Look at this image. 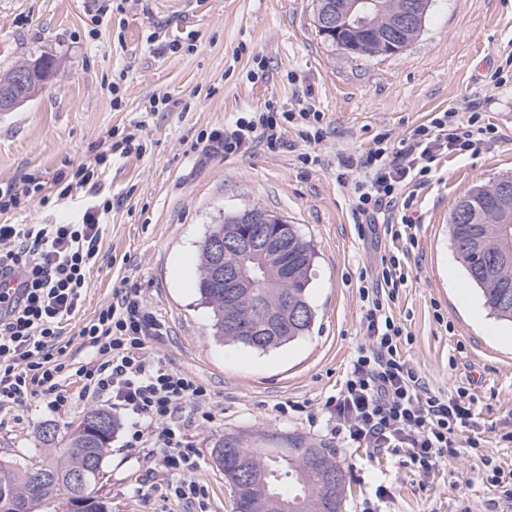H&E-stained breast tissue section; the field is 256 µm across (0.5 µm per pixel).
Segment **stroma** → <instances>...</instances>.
<instances>
[{
    "label": "stroma",
    "instance_id": "obj_1",
    "mask_svg": "<svg viewBox=\"0 0 512 512\" xmlns=\"http://www.w3.org/2000/svg\"><path fill=\"white\" fill-rule=\"evenodd\" d=\"M97 7L96 0H0V75L41 55L57 64L31 101L0 118V186L19 190L31 174L49 181L71 173L107 150L111 131L142 122L143 154L104 173L112 208L81 315L92 317L114 288L140 289L168 328L161 353L211 390L224 415L193 431L195 477L208 489L211 512H233L231 489L211 456L227 436L256 448L292 440L334 449L350 485L345 512H363L382 483L390 494L378 512H512L502 488L489 482L492 464L512 469V447L492 440L480 454L462 449L424 485L399 456L344 447L321 416L361 342L359 290L371 286L390 246L383 226L358 229L351 186L336 180V156L364 153L382 133L400 148L409 130L436 113L476 103L499 138L474 155L439 156L428 183L415 190L409 214L418 245L394 313L411 335L408 359L434 391L467 388L482 422L512 429V324L484 307L448 229L469 188L512 175V0H432L418 38L386 57L324 43L312 0H124L122 11L100 21ZM152 33L162 43L180 41L182 50L158 53L146 42ZM497 70L500 86L490 81ZM163 93L167 108L151 111ZM269 99L287 108L313 104L323 115L322 140L303 141L291 125L287 147L277 151L256 146L230 159L214 146L190 151L198 134L223 129ZM307 155L319 163H304ZM253 205L296 225L316 253L315 324L268 353L215 341L195 287L205 235L225 213ZM92 407L76 396L57 415L36 400L0 409V438L9 443L0 456L29 461L43 448L45 427L65 431ZM147 478L162 484L168 476L146 474L114 435L96 485L112 512H190L137 495Z\"/></svg>",
    "mask_w": 512,
    "mask_h": 512
}]
</instances>
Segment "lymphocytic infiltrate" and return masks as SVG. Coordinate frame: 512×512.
Here are the masks:
<instances>
[{
	"label": "lymphocytic infiltrate",
	"instance_id": "1",
	"mask_svg": "<svg viewBox=\"0 0 512 512\" xmlns=\"http://www.w3.org/2000/svg\"><path fill=\"white\" fill-rule=\"evenodd\" d=\"M313 114L309 105L280 113L269 99L262 111L235 117L223 130L207 134L206 141L228 157L258 145L273 150L285 146L283 124L289 121L305 127L306 139L316 142L323 130L312 127ZM386 142L382 136L364 155L336 157V180L351 183L353 211L365 224L377 223L387 209L410 207L402 188L421 185L438 156L474 153L493 138L477 113L466 116L451 108L413 128L399 151H390ZM98 182L95 160L68 178L29 177L22 191L0 188V216L35 203L62 205L74 192L97 191ZM109 208V201H102L65 224L0 223V276L19 281L14 294L0 292V407L39 398L47 414H57L71 401L66 380H78L87 397L122 415L125 447L142 452L148 467L172 475L161 487L139 485L137 494L207 512V489L192 477L197 450L184 414L192 412L204 425L218 421L220 413L210 389L160 353L168 330L140 292L116 288L93 317L79 320L83 358H76L66 337L89 288L87 273L99 260L101 216ZM412 227L406 215L400 223L385 224L404 246L382 256L374 285L360 290L363 341L324 411L340 441L402 455L406 466L427 479L455 463L461 449L485 447L486 438L466 389L450 395L433 391L401 348L406 329L396 321L392 304L407 281L402 259L415 242Z\"/></svg>",
	"mask_w": 512,
	"mask_h": 512
}]
</instances>
